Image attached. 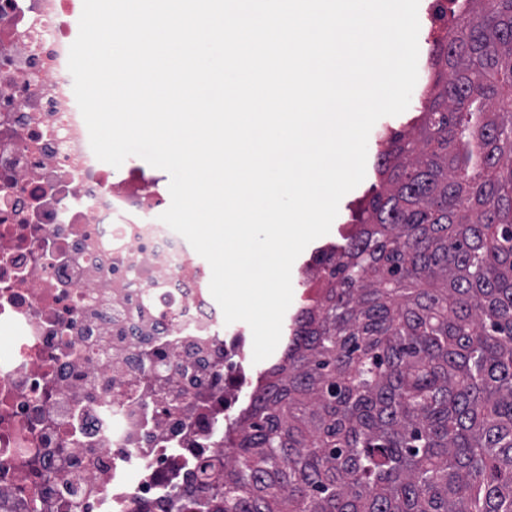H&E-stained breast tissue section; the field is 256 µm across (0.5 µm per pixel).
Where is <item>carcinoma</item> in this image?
<instances>
[{
    "instance_id": "cac0c4a2",
    "label": "carcinoma",
    "mask_w": 512,
    "mask_h": 512,
    "mask_svg": "<svg viewBox=\"0 0 512 512\" xmlns=\"http://www.w3.org/2000/svg\"><path fill=\"white\" fill-rule=\"evenodd\" d=\"M431 69L224 454L223 512H512V0H467Z\"/></svg>"
}]
</instances>
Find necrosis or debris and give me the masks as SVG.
I'll list each match as a JSON object with an SVG mask.
<instances>
[{
  "instance_id": "1",
  "label": "necrosis or debris",
  "mask_w": 512,
  "mask_h": 512,
  "mask_svg": "<svg viewBox=\"0 0 512 512\" xmlns=\"http://www.w3.org/2000/svg\"><path fill=\"white\" fill-rule=\"evenodd\" d=\"M82 9L0 0V512H222L252 339L152 180L95 157L68 70Z\"/></svg>"
}]
</instances>
